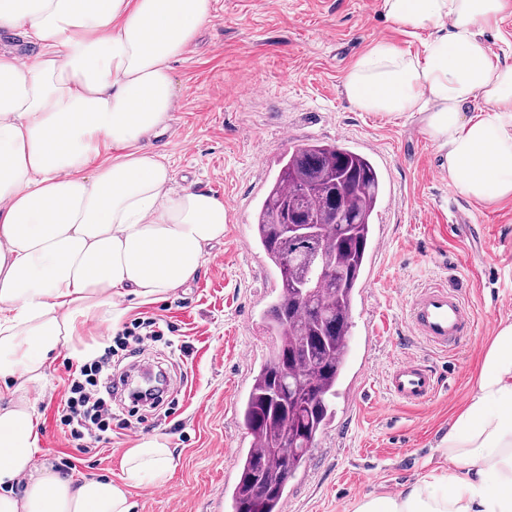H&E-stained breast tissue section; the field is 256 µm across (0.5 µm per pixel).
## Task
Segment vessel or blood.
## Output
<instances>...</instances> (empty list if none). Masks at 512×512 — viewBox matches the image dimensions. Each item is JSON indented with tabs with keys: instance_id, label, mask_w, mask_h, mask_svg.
<instances>
[{
	"instance_id": "1",
	"label": "vessel or blood",
	"mask_w": 512,
	"mask_h": 512,
	"mask_svg": "<svg viewBox=\"0 0 512 512\" xmlns=\"http://www.w3.org/2000/svg\"><path fill=\"white\" fill-rule=\"evenodd\" d=\"M409 323L413 335L452 354L471 335L474 316L458 289L436 282L422 287L413 298ZM386 389L398 403L421 406L437 394L439 378L423 360L408 355L389 369Z\"/></svg>"
}]
</instances>
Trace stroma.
Segmentation results:
<instances>
[{
  "mask_svg": "<svg viewBox=\"0 0 512 512\" xmlns=\"http://www.w3.org/2000/svg\"><path fill=\"white\" fill-rule=\"evenodd\" d=\"M382 38L420 47L384 21L379 0H216L174 63L178 107L148 147L164 155L176 186L223 198L231 218L194 279L128 314L166 327L150 357L168 367L175 412L151 411L145 428L167 437L177 463L165 482L133 489V512L230 510V455L251 443L238 408L273 346L266 316L278 273L253 224L289 147L319 139L373 161L384 183L373 238L385 246L372 250L355 292L335 416L289 480L287 512H353L362 496L414 481L449 414L465 403L482 346L499 320L512 318V200L459 194L432 176L429 159L439 149L419 116L363 112L343 93L349 67ZM432 280L461 289L475 317L472 338L448 358L414 337L408 322L413 297ZM407 354L435 365L442 379L422 406H402L386 391L390 365ZM69 357L57 352L30 393L40 467L72 450L54 418ZM138 438L113 428L73 479L120 480L121 456Z\"/></svg>",
  "mask_w": 512,
  "mask_h": 512,
  "instance_id": "stroma-1",
  "label": "stroma"
}]
</instances>
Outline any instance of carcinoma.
<instances>
[{
	"instance_id": "carcinoma-1",
	"label": "carcinoma",
	"mask_w": 512,
	"mask_h": 512,
	"mask_svg": "<svg viewBox=\"0 0 512 512\" xmlns=\"http://www.w3.org/2000/svg\"><path fill=\"white\" fill-rule=\"evenodd\" d=\"M379 200V176L367 157L312 141L288 152L262 202L254 234L280 276L268 321L275 344L239 409L258 447L236 458L232 512H281L289 479L333 415ZM286 221L329 226L319 243L331 261L324 287H301L303 278H316L314 269H287L296 244Z\"/></svg>"
}]
</instances>
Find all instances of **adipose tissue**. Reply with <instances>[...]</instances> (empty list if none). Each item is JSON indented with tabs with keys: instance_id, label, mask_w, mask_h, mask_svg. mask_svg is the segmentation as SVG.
I'll list each match as a JSON object with an SVG mask.
<instances>
[{
	"instance_id": "1",
	"label": "adipose tissue",
	"mask_w": 512,
	"mask_h": 512,
	"mask_svg": "<svg viewBox=\"0 0 512 512\" xmlns=\"http://www.w3.org/2000/svg\"><path fill=\"white\" fill-rule=\"evenodd\" d=\"M215 0H0V32L35 45L0 49V512H130L131 487L164 482L166 436L144 434L121 481L73 480L37 468L30 391L54 352L87 357L88 323L119 325L125 299H161L198 272L224 238L228 210L206 191L175 188L142 142L178 99L171 63ZM418 52L380 39L344 76L361 111L415 112L443 153L450 183L479 201L512 199V61L485 38L512 0H381ZM115 156L102 159L105 148ZM439 462L354 512H512V320L484 346Z\"/></svg>"
}]
</instances>
